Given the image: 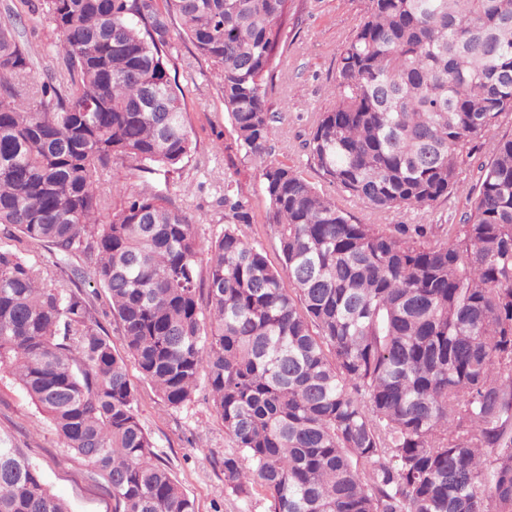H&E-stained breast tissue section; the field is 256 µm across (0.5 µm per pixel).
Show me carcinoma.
Segmentation results:
<instances>
[{
  "instance_id": "obj_1",
  "label": "carcinoma",
  "mask_w": 512,
  "mask_h": 512,
  "mask_svg": "<svg viewBox=\"0 0 512 512\" xmlns=\"http://www.w3.org/2000/svg\"><path fill=\"white\" fill-rule=\"evenodd\" d=\"M42 0L61 71L35 91L30 47L0 18V228L76 283L0 248V368L91 467L112 512H196L155 460L127 362L164 403L205 379L234 449L224 489L271 512H512V0H368L339 49L333 104L306 140L324 181L377 210L427 211L482 140L462 223L359 224L298 166L269 159L267 87L288 0ZM220 70L224 114L260 164L279 265L224 178L208 242L169 195L112 169L183 168L177 38ZM206 262L207 278L197 268ZM206 293L207 310L199 300ZM0 512H69L0 437Z\"/></svg>"
}]
</instances>
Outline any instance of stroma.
Wrapping results in <instances>:
<instances>
[{"label":"stroma","mask_w":512,"mask_h":512,"mask_svg":"<svg viewBox=\"0 0 512 512\" xmlns=\"http://www.w3.org/2000/svg\"><path fill=\"white\" fill-rule=\"evenodd\" d=\"M41 0H0V8L13 4L23 20L24 43L36 61L35 76L58 70L53 52L57 35L35 8ZM299 9L288 24V39L281 63L268 87L273 109H285L272 143V159L304 167L308 179L322 184L320 172L306 164L304 143L319 112L333 102V85L338 51L363 18L367 0H296ZM176 78L194 82L187 101V119L196 150L182 174L149 175V182L164 187L166 182L188 183V193L173 192L175 206L193 216L204 240L224 232V178L233 176L251 202L252 221L238 227L251 244L263 247L269 260H276L278 243L266 219L268 203L259 188L256 161L239 151L236 134L224 114L220 73L201 57L190 42L178 45ZM487 156L479 150L461 163L457 190L438 203L433 213L410 210L374 211L363 201L340 193L339 205L355 221L365 224L458 223L470 207L469 190L476 169ZM129 377L137 390L138 415L154 442L153 452L167 465L172 476L194 499L197 512H270L263 494L236 496L224 489L222 462L233 443L224 424L213 412L206 386H199L192 400L180 408L168 407L152 385L143 380L136 366ZM8 435L40 466L50 490L66 502L70 512H112V499L93 481L83 461L62 448L50 423L8 376L0 372V436Z\"/></svg>","instance_id":"obj_1"}]
</instances>
